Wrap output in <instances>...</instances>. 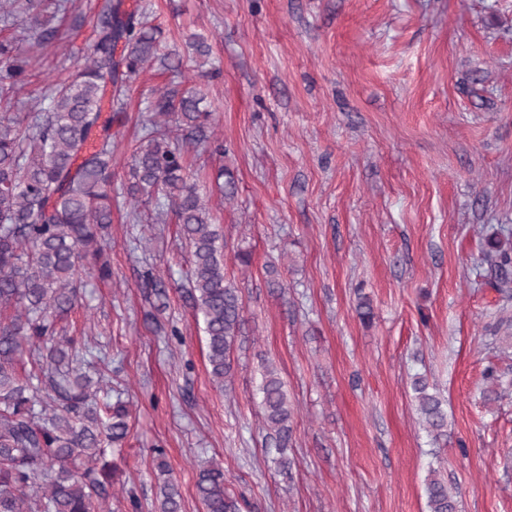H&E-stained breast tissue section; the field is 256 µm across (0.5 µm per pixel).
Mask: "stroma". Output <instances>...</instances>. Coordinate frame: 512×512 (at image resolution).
Segmentation results:
<instances>
[{"label": "stroma", "instance_id": "1", "mask_svg": "<svg viewBox=\"0 0 512 512\" xmlns=\"http://www.w3.org/2000/svg\"><path fill=\"white\" fill-rule=\"evenodd\" d=\"M77 2L85 19L66 40L27 43L15 111L86 51L105 0ZM142 2L167 51L187 54L193 35L210 48L181 81L211 102L224 153L187 160L246 323L218 388L178 225L113 212L112 279H87L61 322L77 349L107 358L129 410L126 439L107 452L118 467L109 508L159 512L162 462L182 512H204L195 484L210 460L249 512H428L433 469L458 489V512H512V392L483 397L487 365L512 379V347L494 336L512 297L489 287L481 255L484 237L512 228V0ZM170 79L155 62L133 81L112 126L113 190L129 179L151 89ZM223 167L231 200L217 188ZM271 263L285 295L266 285ZM149 268L165 304L141 280ZM270 362L293 408L286 472L258 393ZM418 372L446 403L437 441L416 410Z\"/></svg>", "mask_w": 512, "mask_h": 512}]
</instances>
